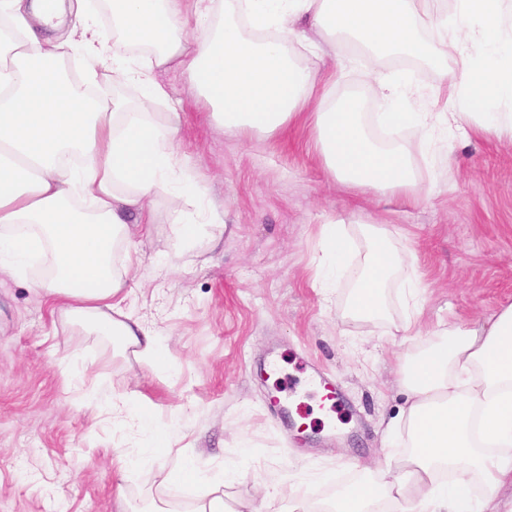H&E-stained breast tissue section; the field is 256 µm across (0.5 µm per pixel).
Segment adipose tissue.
I'll list each match as a JSON object with an SVG mask.
<instances>
[{
	"label": "adipose tissue",
	"instance_id": "1",
	"mask_svg": "<svg viewBox=\"0 0 512 512\" xmlns=\"http://www.w3.org/2000/svg\"><path fill=\"white\" fill-rule=\"evenodd\" d=\"M434 0H232L222 28L192 42L176 39L190 23L187 0H111L112 22L124 43L155 52L133 67L108 53L92 27L81 40L45 37L29 23L23 0H0L19 36L13 59L0 64V266L27 276L32 259L49 273L36 282L72 322L136 348L155 372L170 368V351L154 329L120 308L125 275L112 251L125 241L130 212L145 214L149 201L173 193L170 234L181 248L205 233L183 221L180 203L194 180L171 190L175 126L149 118V108L170 100L157 69L186 71L201 103L225 131L272 133L306 107L314 75L294 64L285 46L300 38L296 22L354 38L380 57L402 54L431 59L422 34ZM458 70L450 97L462 115L478 116L484 132L512 131V0H455L439 19ZM82 51L120 78L138 82L137 108L90 97L91 80H69L61 60ZM318 145L333 176L349 188L417 192L411 146L379 148L366 132L355 100L323 103L316 115ZM366 254L347 313L380 318L384 290L403 257L383 229L365 227ZM400 381L409 403L389 425L392 453L384 470L345 487L325 503H303L299 512H493L504 485L512 486V304L485 322L445 330L441 339L407 354ZM113 421H129L149 433L151 446L138 461L151 466L169 447L149 410L106 406ZM484 485L473 500V479Z\"/></svg>",
	"mask_w": 512,
	"mask_h": 512
}]
</instances>
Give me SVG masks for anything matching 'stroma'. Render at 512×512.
<instances>
[{"mask_svg":"<svg viewBox=\"0 0 512 512\" xmlns=\"http://www.w3.org/2000/svg\"><path fill=\"white\" fill-rule=\"evenodd\" d=\"M288 56L316 73L340 100L363 90L362 119L381 146L415 145L416 200L372 189L355 192L329 173L317 147L319 96L273 134L224 131L199 103L189 75L160 69L157 79L181 103L151 108L176 124L172 179L194 177L200 196L185 206L189 224L211 223L220 204L218 243L201 237L190 250L168 238L169 195L149 204L153 229L130 215L120 265L130 271L124 308L170 347L172 372L155 373L132 351L89 333L53 311L27 279L0 270V512H149L153 505L193 512L181 484L161 485L184 454L209 461L210 474L232 468L222 492L236 512H291L306 498H327L384 467L385 432L402 408L400 359L451 325L466 326L512 304V132L483 133L476 118L449 130V90L441 66L406 56L365 61L357 44L306 30ZM403 80L427 126L388 137L370 123L376 75ZM342 225L361 261L368 224L406 254L385 290L384 317L346 315L351 285L320 266V230ZM426 287L420 312L405 293ZM415 318V335L401 328ZM321 372L344 391L329 419L316 418L309 389ZM147 404L172 450L150 469L134 463L149 436L133 424L99 423L82 398ZM291 388L288 418L273 415L275 387Z\"/></svg>","mask_w":512,"mask_h":512,"instance_id":"obj_1","label":"stroma"}]
</instances>
